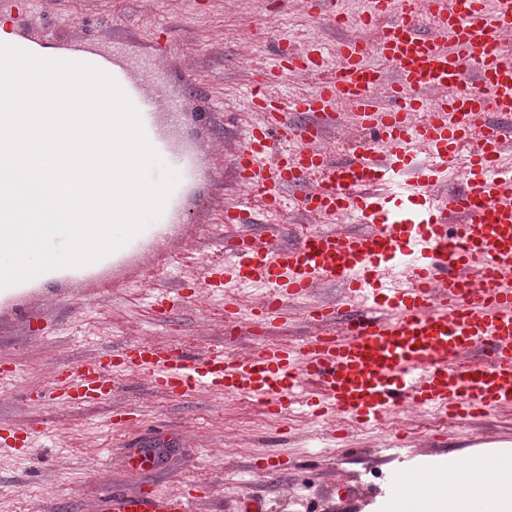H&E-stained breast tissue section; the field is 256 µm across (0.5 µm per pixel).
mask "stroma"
Here are the masks:
<instances>
[{
    "label": "stroma",
    "mask_w": 512,
    "mask_h": 512,
    "mask_svg": "<svg viewBox=\"0 0 512 512\" xmlns=\"http://www.w3.org/2000/svg\"><path fill=\"white\" fill-rule=\"evenodd\" d=\"M0 17L45 47H87L107 55L121 47L134 72L167 69L168 57L156 44L162 29H169L173 55L183 62L169 77V92L183 105L182 113L169 117V127L202 160L169 217L170 223L190 225L192 238L164 273L119 295L111 272H103L86 296L65 295L48 305L52 327L41 336L0 317V357L19 367L16 377H0V418L47 425L30 456L0 457V512H84L102 489L103 472L120 489L144 482L203 487L207 512H239L240 501L252 497L261 499L266 512H381L377 491L399 465L379 449L381 441L392 439L389 430L358 428L349 447L317 448L313 442L323 425L308 417L273 420L248 398L166 399L134 381L98 406L62 409L21 396L22 386L39 384L46 361L72 364L130 340H174L193 352L215 342L230 352L255 346L254 337L225 334L220 298L200 292L194 303L160 318L148 295L204 261L221 258L225 203L251 201L226 173L219 145L255 117L248 94L253 70L270 69L282 47L300 52L313 37L332 43L342 30L315 28L298 0L284 9L278 0H0ZM204 106L223 113V121H197ZM129 404L140 414L134 437L108 423L112 410ZM403 424L415 434L409 453L420 471L451 454L470 456L469 440L512 436V417L497 412L462 425L463 436L450 450L432 446V416L407 417ZM146 448L168 454L149 474H131L126 454ZM278 458L283 466H275Z\"/></svg>",
    "instance_id": "obj_1"
}]
</instances>
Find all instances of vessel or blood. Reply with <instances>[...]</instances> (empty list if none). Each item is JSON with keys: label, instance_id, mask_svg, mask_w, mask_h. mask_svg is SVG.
<instances>
[{"label": "vessel or blood", "instance_id": "b4317fda", "mask_svg": "<svg viewBox=\"0 0 512 512\" xmlns=\"http://www.w3.org/2000/svg\"><path fill=\"white\" fill-rule=\"evenodd\" d=\"M343 0H307L320 27L335 28ZM433 20L424 30L416 6ZM363 22L381 24L374 42H312L287 59L291 72L330 70L312 90L283 99L254 73L257 119L228 150L242 191L271 212L285 204L312 217L296 243L253 236L251 212L224 208L237 227L225 237L223 263L158 291L152 307L165 314L202 286L224 299V331L259 336L287 319L288 302L305 301L309 336L262 343L246 355L211 345L199 352L166 341L126 342L61 366L53 387H30L24 398L80 407L112 400L123 378L168 399L248 397L271 417L299 410L328 423L381 426L394 412L434 413L461 424L512 409V0H366ZM389 62L383 70L370 57ZM117 82L140 113L147 137L181 182L198 171L191 149L178 148L159 121L180 111L159 73L131 75L113 49ZM347 113H339V105ZM361 133L337 160L318 147L341 122ZM298 196H290L292 188ZM343 217L350 231L333 229ZM176 243L149 226L101 260L121 290L165 266ZM340 285L339 304L312 302ZM266 289L242 314L238 292ZM60 289L20 284L0 290V314L31 331L48 320L47 295ZM34 428L0 420V451L30 455ZM203 494L147 483L108 488L95 512H196ZM383 497L407 512L412 490L396 470Z\"/></svg>", "mask_w": 512, "mask_h": 512}]
</instances>
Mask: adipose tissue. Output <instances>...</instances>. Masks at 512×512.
<instances>
[{
	"instance_id": "1",
	"label": "adipose tissue",
	"mask_w": 512,
	"mask_h": 512,
	"mask_svg": "<svg viewBox=\"0 0 512 512\" xmlns=\"http://www.w3.org/2000/svg\"><path fill=\"white\" fill-rule=\"evenodd\" d=\"M444 481L428 490L418 491L413 502L412 512H461L463 496L486 490L487 512H512V453L504 452L497 456L492 472L469 470L460 474L456 461H448L442 467Z\"/></svg>"
}]
</instances>
